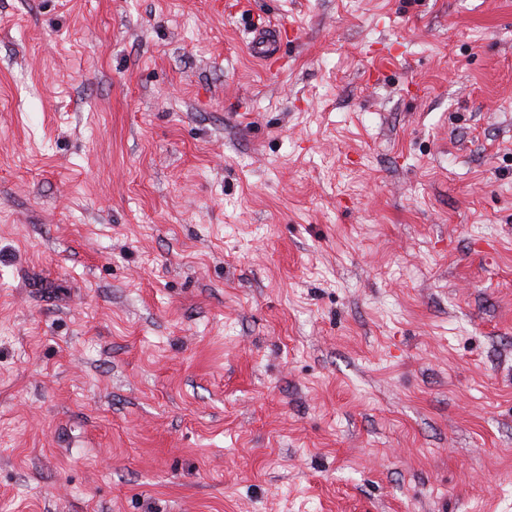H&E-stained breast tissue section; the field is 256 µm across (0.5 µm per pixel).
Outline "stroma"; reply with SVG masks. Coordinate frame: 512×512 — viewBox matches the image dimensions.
I'll list each match as a JSON object with an SVG mask.
<instances>
[{"mask_svg": "<svg viewBox=\"0 0 512 512\" xmlns=\"http://www.w3.org/2000/svg\"><path fill=\"white\" fill-rule=\"evenodd\" d=\"M0 512H512V0H0ZM280 44L279 39L273 35L259 34L250 41V49L255 57L265 61L279 55Z\"/></svg>", "mask_w": 512, "mask_h": 512, "instance_id": "stroma-1", "label": "stroma"}]
</instances>
